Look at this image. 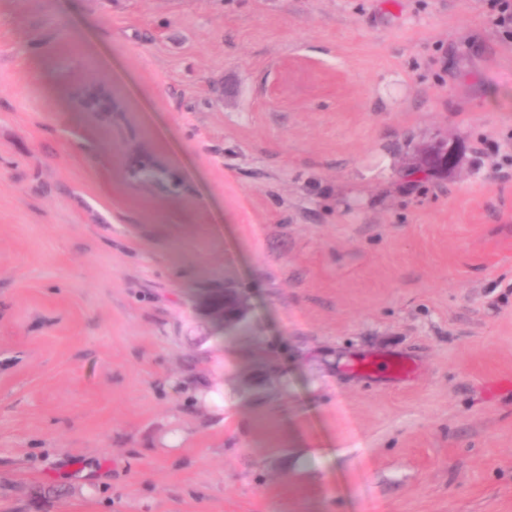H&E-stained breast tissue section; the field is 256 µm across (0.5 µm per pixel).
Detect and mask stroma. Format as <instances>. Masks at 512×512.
Segmentation results:
<instances>
[{"mask_svg":"<svg viewBox=\"0 0 512 512\" xmlns=\"http://www.w3.org/2000/svg\"><path fill=\"white\" fill-rule=\"evenodd\" d=\"M492 13L0 0V512H512ZM227 285L230 333L197 309ZM102 90L99 86L90 88L87 85L79 91L77 95L78 105L89 112H115L118 111L119 106L112 102L109 106H104ZM427 161L428 166L421 164ZM455 165V157L452 150L445 147L443 144L435 143L422 148L417 156L416 162L413 164L412 169H419L416 173H433L450 169Z\"/></svg>","mask_w":512,"mask_h":512,"instance_id":"35a3bbf8","label":"stroma"}]
</instances>
